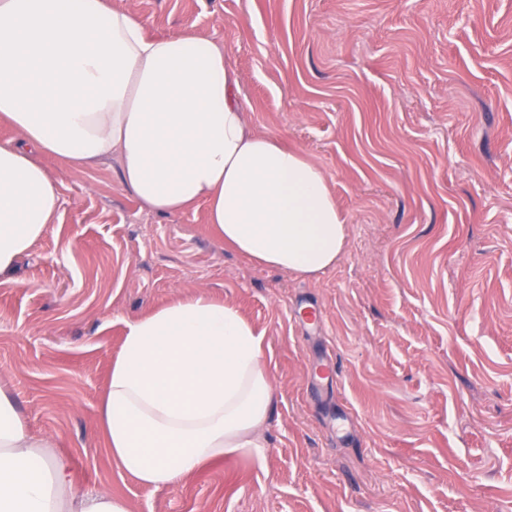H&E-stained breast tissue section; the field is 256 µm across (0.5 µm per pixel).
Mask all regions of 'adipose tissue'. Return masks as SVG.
I'll list each match as a JSON object with an SVG mask.
<instances>
[{"label":"adipose tissue","instance_id":"obj_1","mask_svg":"<svg viewBox=\"0 0 512 512\" xmlns=\"http://www.w3.org/2000/svg\"><path fill=\"white\" fill-rule=\"evenodd\" d=\"M223 40L151 37L108 0H0V278L54 223L46 157L116 162L142 209L205 206L230 248L314 276L336 265L349 226L322 169L255 129ZM273 402L265 338L206 291L127 322L98 416L106 452L154 489L233 452L263 456ZM0 512H129L88 492L52 438L32 434L0 387Z\"/></svg>","mask_w":512,"mask_h":512}]
</instances>
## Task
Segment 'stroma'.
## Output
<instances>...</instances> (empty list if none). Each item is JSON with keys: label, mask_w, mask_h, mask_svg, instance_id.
Wrapping results in <instances>:
<instances>
[{"label": "stroma", "mask_w": 512, "mask_h": 512, "mask_svg": "<svg viewBox=\"0 0 512 512\" xmlns=\"http://www.w3.org/2000/svg\"><path fill=\"white\" fill-rule=\"evenodd\" d=\"M110 2L223 39L255 128L322 168L351 244L312 278L271 270L204 208L154 215L116 165L45 159L58 219L0 285V385L30 430L130 512H512V0ZM201 289L267 340L266 452L146 488L98 403L127 322Z\"/></svg>", "instance_id": "1"}]
</instances>
